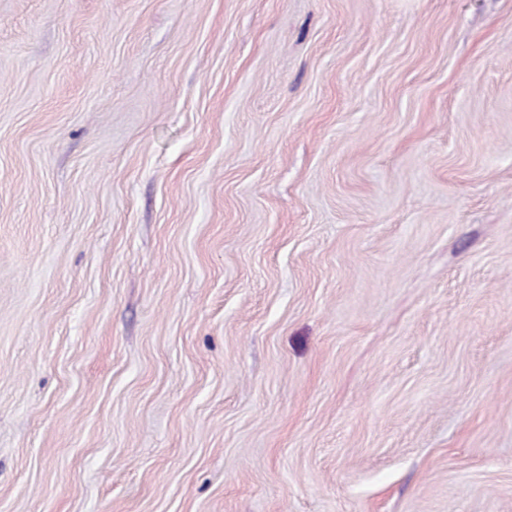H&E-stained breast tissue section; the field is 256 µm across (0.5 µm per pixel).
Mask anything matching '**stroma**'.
Returning <instances> with one entry per match:
<instances>
[{"instance_id": "stroma-1", "label": "stroma", "mask_w": 512, "mask_h": 512, "mask_svg": "<svg viewBox=\"0 0 512 512\" xmlns=\"http://www.w3.org/2000/svg\"><path fill=\"white\" fill-rule=\"evenodd\" d=\"M0 512H512V0H0Z\"/></svg>"}]
</instances>
